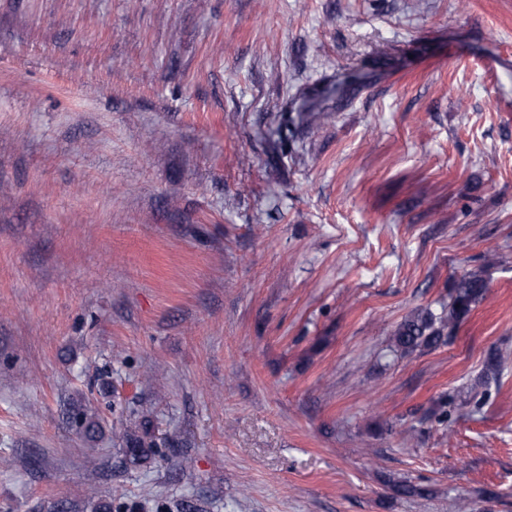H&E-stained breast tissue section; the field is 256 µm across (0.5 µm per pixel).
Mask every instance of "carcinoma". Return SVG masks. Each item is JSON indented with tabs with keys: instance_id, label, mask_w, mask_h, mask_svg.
Listing matches in <instances>:
<instances>
[{
	"instance_id": "obj_1",
	"label": "carcinoma",
	"mask_w": 512,
	"mask_h": 512,
	"mask_svg": "<svg viewBox=\"0 0 512 512\" xmlns=\"http://www.w3.org/2000/svg\"><path fill=\"white\" fill-rule=\"evenodd\" d=\"M488 290L487 280L480 272H467L452 284L448 305L435 313L429 308L418 309L408 316L396 330L391 351L405 356L419 349H432L453 335L457 326L469 316ZM503 360L500 354H488L481 383L498 378Z\"/></svg>"
}]
</instances>
